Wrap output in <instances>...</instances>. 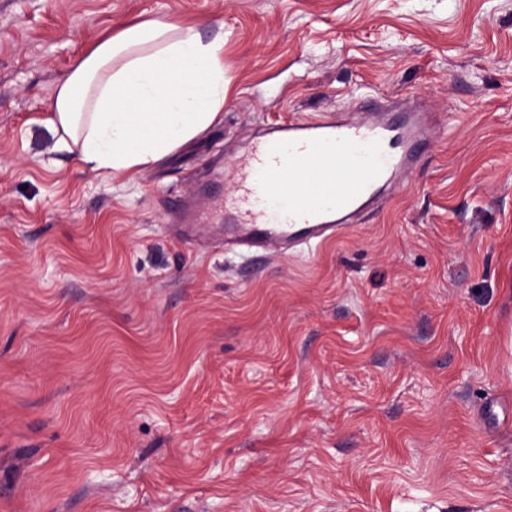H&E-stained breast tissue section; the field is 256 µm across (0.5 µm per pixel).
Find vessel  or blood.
<instances>
[{"mask_svg":"<svg viewBox=\"0 0 512 512\" xmlns=\"http://www.w3.org/2000/svg\"><path fill=\"white\" fill-rule=\"evenodd\" d=\"M436 125L435 113L408 100L273 125L227 158L231 193L205 184L176 202L175 235L188 241L221 224L228 252L254 258L312 249L345 234L362 209L414 171Z\"/></svg>","mask_w":512,"mask_h":512,"instance_id":"b4317fda","label":"vessel or blood"}]
</instances>
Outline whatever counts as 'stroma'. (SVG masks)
Instances as JSON below:
<instances>
[{
  "label": "stroma",
  "mask_w": 512,
  "mask_h": 512,
  "mask_svg": "<svg viewBox=\"0 0 512 512\" xmlns=\"http://www.w3.org/2000/svg\"><path fill=\"white\" fill-rule=\"evenodd\" d=\"M145 19L224 37V110L133 174L56 83ZM446 119L300 254L183 242L179 196L367 92ZM0 512H512V0H0Z\"/></svg>",
  "instance_id": "1"
}]
</instances>
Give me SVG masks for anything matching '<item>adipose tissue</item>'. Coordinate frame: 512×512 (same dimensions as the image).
I'll return each instance as SVG.
<instances>
[{
  "label": "adipose tissue",
  "mask_w": 512,
  "mask_h": 512,
  "mask_svg": "<svg viewBox=\"0 0 512 512\" xmlns=\"http://www.w3.org/2000/svg\"><path fill=\"white\" fill-rule=\"evenodd\" d=\"M224 107V38L162 20L100 40L52 100L58 146L93 170L149 167L214 123Z\"/></svg>",
  "instance_id": "1"
}]
</instances>
